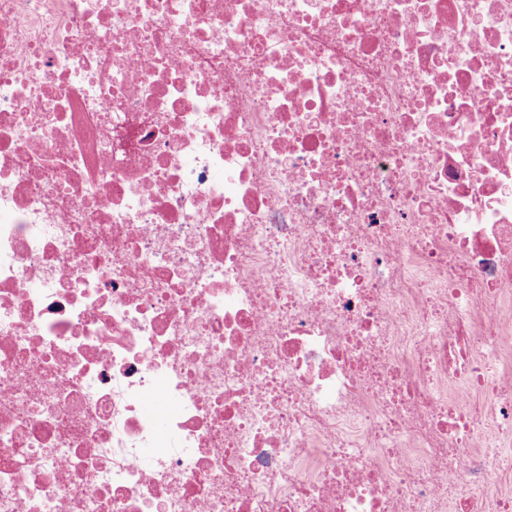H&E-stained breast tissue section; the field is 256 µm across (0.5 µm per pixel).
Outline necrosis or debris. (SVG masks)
Returning <instances> with one entry per match:
<instances>
[{
    "mask_svg": "<svg viewBox=\"0 0 512 512\" xmlns=\"http://www.w3.org/2000/svg\"><path fill=\"white\" fill-rule=\"evenodd\" d=\"M509 477L512 0H0V512Z\"/></svg>",
    "mask_w": 512,
    "mask_h": 512,
    "instance_id": "4bbe7bcc",
    "label": "necrosis or debris"
}]
</instances>
